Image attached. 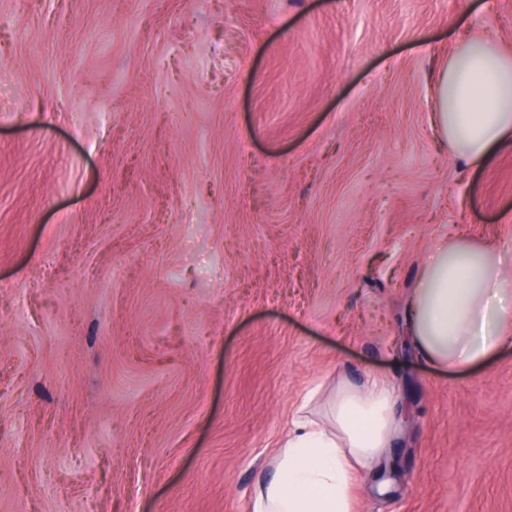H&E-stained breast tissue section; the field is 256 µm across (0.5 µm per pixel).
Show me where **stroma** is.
<instances>
[{"instance_id":"35a3bbf8","label":"stroma","mask_w":512,"mask_h":512,"mask_svg":"<svg viewBox=\"0 0 512 512\" xmlns=\"http://www.w3.org/2000/svg\"><path fill=\"white\" fill-rule=\"evenodd\" d=\"M465 33L512 51V0H0V512H252L373 377L355 512H512V349L403 334L434 241L512 269V148L432 122Z\"/></svg>"}]
</instances>
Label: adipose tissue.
<instances>
[{"mask_svg": "<svg viewBox=\"0 0 512 512\" xmlns=\"http://www.w3.org/2000/svg\"><path fill=\"white\" fill-rule=\"evenodd\" d=\"M433 120L467 167L488 165L512 146V53L494 41H456L439 73ZM404 334L440 368H477L512 345V272L502 255L460 240L436 244L405 312ZM331 425L298 414L258 486L253 512H354V490L380 461L397 429L390 392L378 382L345 383L331 402Z\"/></svg>", "mask_w": 512, "mask_h": 512, "instance_id": "obj_1", "label": "adipose tissue"}]
</instances>
